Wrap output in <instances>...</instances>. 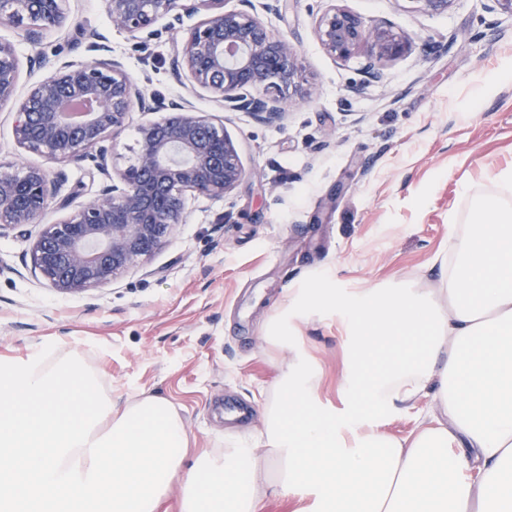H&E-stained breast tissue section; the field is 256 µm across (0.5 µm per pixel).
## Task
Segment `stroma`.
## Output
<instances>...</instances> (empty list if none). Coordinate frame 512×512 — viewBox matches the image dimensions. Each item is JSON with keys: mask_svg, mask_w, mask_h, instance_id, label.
<instances>
[{"mask_svg": "<svg viewBox=\"0 0 512 512\" xmlns=\"http://www.w3.org/2000/svg\"><path fill=\"white\" fill-rule=\"evenodd\" d=\"M255 4L264 24L297 46L304 67V89L278 123L188 94L169 68L174 33L136 43L112 28L98 0H70L72 27L36 43L24 28L0 26L20 60L41 56L49 72L101 55L119 60L146 95L182 97L223 119L238 147L247 176L237 189L187 196L186 223L104 287L67 295L35 271L34 238L63 212L0 232V358L20 361L55 341L59 353H79L98 371L114 401L143 390L170 400L194 448L257 435L262 393L284 360L261 328L294 290L440 287L439 262L465 233L475 198L512 203V185L493 180L512 166V16L489 13V0H451L439 15L410 0H289L281 13ZM334 6L409 39L407 53L381 62L380 81L365 82L363 54L342 61L323 49L316 21ZM154 118L131 112L126 129L106 141L114 165L129 164L140 126ZM13 125L12 103L0 105V164L64 172L77 207L97 195L102 181L87 163L20 148ZM288 328L321 369L322 402L341 408L346 321L315 306Z\"/></svg>", "mask_w": 512, "mask_h": 512, "instance_id": "1", "label": "stroma"}]
</instances>
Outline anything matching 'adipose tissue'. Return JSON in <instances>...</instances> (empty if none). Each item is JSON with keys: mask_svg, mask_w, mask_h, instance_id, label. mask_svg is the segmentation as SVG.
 <instances>
[{"mask_svg": "<svg viewBox=\"0 0 512 512\" xmlns=\"http://www.w3.org/2000/svg\"><path fill=\"white\" fill-rule=\"evenodd\" d=\"M453 252L434 293H309L350 326L342 409L286 336L303 301L276 311L265 339L289 357L254 443L193 459L168 400L115 404L51 342L0 360V512H161L176 481L178 512H262L299 489L311 512H512V207L481 197ZM377 348L393 360L374 372ZM409 410L408 436L379 432Z\"/></svg>", "mask_w": 512, "mask_h": 512, "instance_id": "ef3b65f1", "label": "adipose tissue"}]
</instances>
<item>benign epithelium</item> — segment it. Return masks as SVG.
Returning <instances> with one entry per match:
<instances>
[{
	"label": "benign epithelium",
	"instance_id": "obj_1",
	"mask_svg": "<svg viewBox=\"0 0 512 512\" xmlns=\"http://www.w3.org/2000/svg\"><path fill=\"white\" fill-rule=\"evenodd\" d=\"M106 0L112 28L134 39L157 34L156 26L182 34L173 42L172 76L190 91L204 90L222 109L250 113L261 123L284 118L299 90L300 53L286 37L271 32L254 0ZM426 14L448 10L451 0H410ZM196 16L190 25L185 20ZM27 23L28 35L57 31L72 22L69 0H0V25ZM318 39L333 57L365 53L366 81L382 77L379 64L409 50L406 37L381 24L368 25L344 9L324 13ZM20 60L0 41V104L16 101L19 146L53 161H89L92 172L108 174V137L120 134L129 114L165 111L140 129L139 149L127 167L111 173L97 196L57 224L45 226L32 246L35 268L52 287L79 294L111 283L151 257L177 224L185 222V194L224 197L246 178L238 148L224 124L184 101L165 107L148 99L120 62L98 58L65 65L33 81L15 100ZM70 102L88 105L77 122L63 119ZM62 180L41 167L0 166V230L36 224L50 207L66 209Z\"/></svg>",
	"mask_w": 512,
	"mask_h": 512
}]
</instances>
